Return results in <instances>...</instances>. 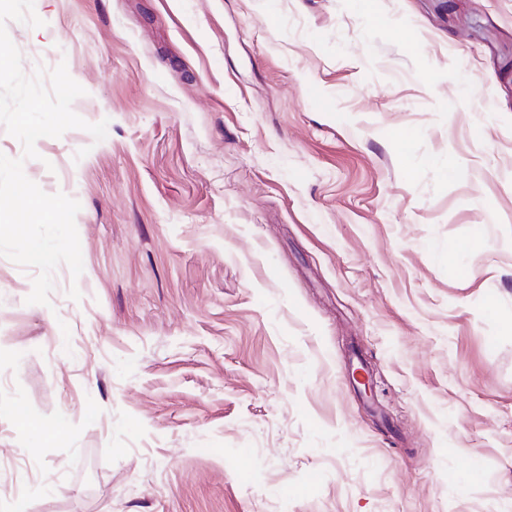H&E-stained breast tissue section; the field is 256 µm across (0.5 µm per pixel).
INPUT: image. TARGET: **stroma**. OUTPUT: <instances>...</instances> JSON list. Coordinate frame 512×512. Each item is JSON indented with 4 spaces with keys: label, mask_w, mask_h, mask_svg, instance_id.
I'll return each mask as SVG.
<instances>
[{
    "label": "stroma",
    "mask_w": 512,
    "mask_h": 512,
    "mask_svg": "<svg viewBox=\"0 0 512 512\" xmlns=\"http://www.w3.org/2000/svg\"><path fill=\"white\" fill-rule=\"evenodd\" d=\"M34 10L108 127L0 126L83 260L0 257V512H512V0Z\"/></svg>",
    "instance_id": "35a3bbf8"
}]
</instances>
